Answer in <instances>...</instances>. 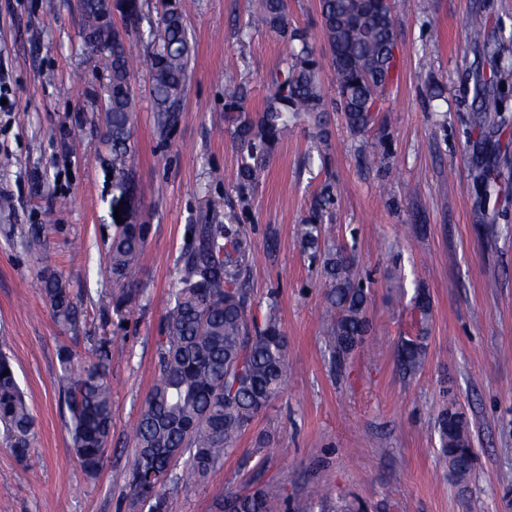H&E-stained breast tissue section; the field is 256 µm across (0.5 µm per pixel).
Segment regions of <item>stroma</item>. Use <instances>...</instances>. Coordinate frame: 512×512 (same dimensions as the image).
I'll return each mask as SVG.
<instances>
[{"mask_svg":"<svg viewBox=\"0 0 512 512\" xmlns=\"http://www.w3.org/2000/svg\"><path fill=\"white\" fill-rule=\"evenodd\" d=\"M253 3L179 0L194 52L179 122L162 138L147 64L160 0H140L143 18L128 35L137 58L133 179L122 190L101 142L108 69L81 47L76 0H0V196L11 202L0 210V350L38 431L25 463L0 443V512H129V490L112 473L134 456L129 431L153 384L157 326L191 224L244 226L253 311L277 300L289 372L283 394L223 465L205 484L171 494L169 512H218L225 492L257 484L344 498L366 512H512V126L480 131L476 97L486 86L512 115V0H394L398 68L374 124L354 136L332 110L324 128H290L242 196L224 92L247 86L249 110L260 111L286 51L249 28ZM475 15L485 23L478 45L466 29ZM74 127L77 149L65 142ZM381 135L391 144L388 179L372 155ZM480 161L497 178L488 198L472 175ZM317 201L331 218L327 235L354 254L369 292L367 343L342 366L330 364L322 339L321 262L296 234ZM132 210L150 227L138 260L146 290L112 336V440L92 481L70 448L56 387L65 337L41 296V274L48 267L62 277L87 334L101 335L98 295L112 286L107 245L116 215ZM484 222L497 225L496 236L483 234ZM45 223L46 246L29 253L25 229ZM421 287L432 303L428 357L407 377L395 354ZM448 396L466 413L476 454L464 489L432 432Z\"/></svg>","mask_w":512,"mask_h":512,"instance_id":"stroma-1","label":"stroma"}]
</instances>
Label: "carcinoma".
Returning <instances> with one entry per match:
<instances>
[{
	"label": "carcinoma",
	"mask_w": 512,
	"mask_h": 512,
	"mask_svg": "<svg viewBox=\"0 0 512 512\" xmlns=\"http://www.w3.org/2000/svg\"><path fill=\"white\" fill-rule=\"evenodd\" d=\"M80 40L90 51L103 45L112 98L107 101L105 142L112 147L116 184L131 181L126 156L132 151L135 101L130 90L133 65L127 46L128 29L141 21V6L132 2L122 26L112 22L104 0H84ZM156 26L150 28L152 50L149 94L159 135L177 124L182 95L189 81L193 46L177 0H162ZM321 29L328 47L337 97L324 92L321 56L307 30L294 25L286 0H258L253 21L289 44V51L269 80L263 108L253 114L245 106L246 91L226 93L225 119L233 128L240 157L238 189L244 195L267 167L275 144L303 114L322 125L332 104L353 135L364 132L381 111L393 82L397 60L389 47L395 42L392 0H319ZM480 126L498 130L512 123L502 112L501 99L489 91L480 97ZM320 203L299 225L298 240L322 260L324 344L330 361L341 365L362 347L370 330L367 289L357 279L356 263L343 247L326 237ZM48 225L32 224L23 235L26 250L45 247ZM148 225L134 213L118 226L108 250L112 292L99 298L101 329L112 316L123 320L133 300L137 262L144 249ZM188 243L176 261L169 307L155 336L157 375L132 428L134 457L115 472L129 488L131 512H168V500L181 486L201 485L224 463L255 418L284 390L288 377V338L282 330L276 301L258 317L252 314V294L244 281L250 242L241 224H191ZM42 296L60 330L78 340L81 318L73 293L47 268ZM416 331L403 336L397 360L404 374H418L428 349L431 302L417 290ZM111 339L100 336L91 351L59 347L60 397L68 413L71 447L85 475L94 480L104 466L112 436ZM440 455L449 460L450 474L467 482L474 467L469 422L464 413L443 407L434 420ZM0 438L23 462L37 443L35 420L6 353L0 351ZM219 512H358L352 503L330 506L325 500L288 502V497L255 486L240 494L227 492Z\"/></svg>",
	"instance_id": "1"
}]
</instances>
